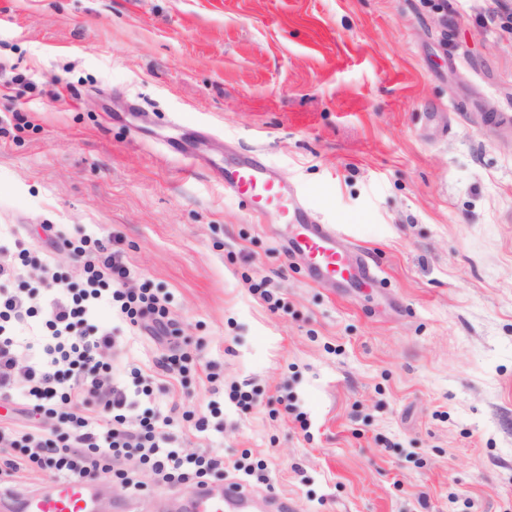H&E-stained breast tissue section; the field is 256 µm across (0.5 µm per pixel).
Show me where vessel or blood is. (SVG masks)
<instances>
[{
  "instance_id": "b4317fda",
  "label": "vessel or blood",
  "mask_w": 512,
  "mask_h": 512,
  "mask_svg": "<svg viewBox=\"0 0 512 512\" xmlns=\"http://www.w3.org/2000/svg\"><path fill=\"white\" fill-rule=\"evenodd\" d=\"M224 192L244 203L256 216L275 217L281 224L299 225L290 252L307 262L308 278L317 284L348 278L353 263L345 255L332 225L321 223L309 210L297 189L280 179L253 154L222 174ZM252 498L243 483L228 480L223 489L200 487L192 512H246ZM15 512H97L99 500L91 482L69 478L55 481L51 491L29 492L14 497Z\"/></svg>"
}]
</instances>
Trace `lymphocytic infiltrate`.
Here are the masks:
<instances>
[{"label":"lymphocytic infiltrate","mask_w":512,"mask_h":512,"mask_svg":"<svg viewBox=\"0 0 512 512\" xmlns=\"http://www.w3.org/2000/svg\"><path fill=\"white\" fill-rule=\"evenodd\" d=\"M71 256L82 268L81 285L51 300L44 334L27 342L16 334L36 313L31 290L19 285L25 266L0 263V398L22 396L41 418L34 427L0 422V468L15 476L33 466L53 479L94 481L132 456L165 482H200L222 470V457L176 446L173 417L148 409L129 421L122 412L127 395L109 380L112 334L91 322L102 301L130 327L146 328L168 345L158 370L171 377L188 372L190 358L177 345L166 299L125 288L130 270L123 253L101 240L81 238Z\"/></svg>","instance_id":"f902f5d3"}]
</instances>
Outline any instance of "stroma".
Wrapping results in <instances>:
<instances>
[{
  "mask_svg": "<svg viewBox=\"0 0 512 512\" xmlns=\"http://www.w3.org/2000/svg\"><path fill=\"white\" fill-rule=\"evenodd\" d=\"M512 0H0V226L59 284L117 241L194 364L147 403L225 479L298 512H512ZM242 148L381 283L320 286L217 172ZM55 225L56 247L43 225ZM285 307L271 311L261 280ZM112 383L164 349L111 305ZM254 392L244 406L233 388ZM288 397L285 410L280 397ZM252 475L233 470L238 460ZM99 512H177L194 482L121 460Z\"/></svg>",
  "mask_w": 512,
  "mask_h": 512,
  "instance_id": "1",
  "label": "stroma"
}]
</instances>
